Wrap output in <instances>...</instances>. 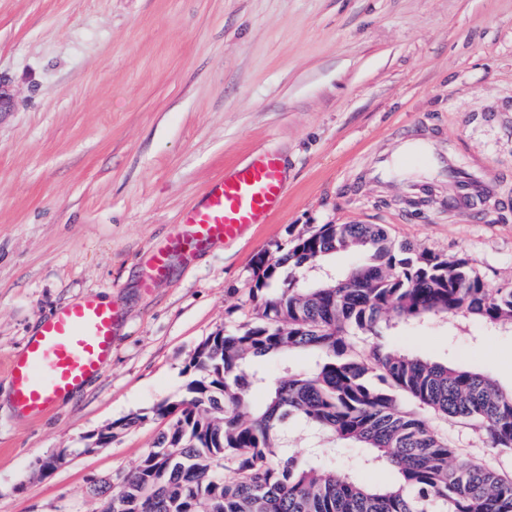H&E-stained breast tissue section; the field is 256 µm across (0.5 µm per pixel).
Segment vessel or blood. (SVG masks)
Segmentation results:
<instances>
[{"label": "vessel or blood", "mask_w": 512, "mask_h": 512, "mask_svg": "<svg viewBox=\"0 0 512 512\" xmlns=\"http://www.w3.org/2000/svg\"><path fill=\"white\" fill-rule=\"evenodd\" d=\"M486 191L485 184L468 182L448 203L470 211ZM284 192L279 161L267 153L214 179L180 224L151 249L142 288L149 291L167 280L175 263H193L216 242L237 241L255 225L268 223L280 211ZM122 318L118 306L91 293L44 321L6 365L15 413L42 418L95 379L112 359Z\"/></svg>", "instance_id": "vessel-or-blood-1"}]
</instances>
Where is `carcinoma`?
<instances>
[{"label":"carcinoma","instance_id":"1","mask_svg":"<svg viewBox=\"0 0 512 512\" xmlns=\"http://www.w3.org/2000/svg\"><path fill=\"white\" fill-rule=\"evenodd\" d=\"M364 262L342 277L304 274L330 254ZM292 268L282 276V269ZM255 321L207 337L199 374L116 491L91 481L103 512H512V476L454 448L433 419L475 426L490 447L512 451V389L477 369L411 356L385 340L382 322L465 317L512 328V286L491 290L465 257L397 245L380 224H323L280 256L254 260ZM283 280V287L268 291ZM363 336L367 346L359 345ZM309 352L314 365L271 379L258 360ZM297 424L319 442L365 449L382 485L325 458L285 456Z\"/></svg>","mask_w":512,"mask_h":512}]
</instances>
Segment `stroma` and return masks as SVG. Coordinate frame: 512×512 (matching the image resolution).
<instances>
[{"instance_id": "obj_1", "label": "stroma", "mask_w": 512, "mask_h": 512, "mask_svg": "<svg viewBox=\"0 0 512 512\" xmlns=\"http://www.w3.org/2000/svg\"><path fill=\"white\" fill-rule=\"evenodd\" d=\"M0 78L14 99L0 112V364L88 293L124 318L111 362L43 419L14 414L0 373V512H99L91 480L139 464L197 346L253 321L255 256L298 234L382 224L468 258L487 288L512 285V0H0ZM263 151L282 164L280 212L140 288L149 249ZM452 160L490 180L485 209L449 208ZM385 334L512 387L511 328L429 318ZM448 435L512 471L469 423ZM61 448L78 454L43 471Z\"/></svg>"}]
</instances>
